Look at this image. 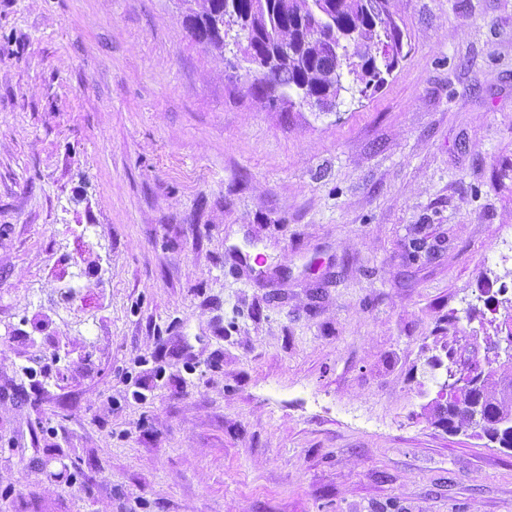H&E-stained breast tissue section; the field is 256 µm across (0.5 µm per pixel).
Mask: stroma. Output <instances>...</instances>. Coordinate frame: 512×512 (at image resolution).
I'll use <instances>...</instances> for the list:
<instances>
[{"label":"stroma","mask_w":512,"mask_h":512,"mask_svg":"<svg viewBox=\"0 0 512 512\" xmlns=\"http://www.w3.org/2000/svg\"><path fill=\"white\" fill-rule=\"evenodd\" d=\"M269 103L176 0H0V512H512L430 411L512 327V0H389Z\"/></svg>","instance_id":"stroma-1"}]
</instances>
